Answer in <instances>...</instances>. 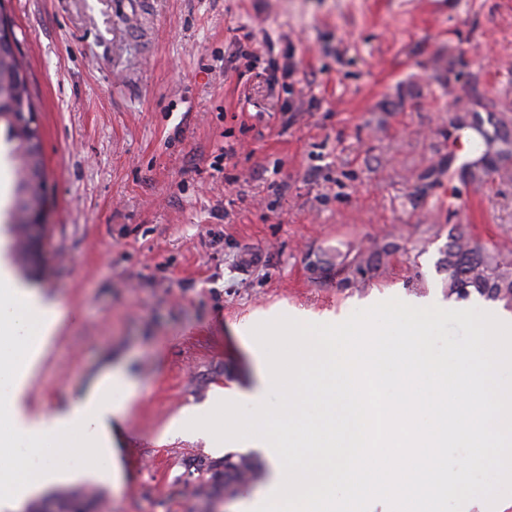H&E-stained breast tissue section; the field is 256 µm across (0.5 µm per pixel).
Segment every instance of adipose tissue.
I'll return each instance as SVG.
<instances>
[{
    "mask_svg": "<svg viewBox=\"0 0 512 512\" xmlns=\"http://www.w3.org/2000/svg\"><path fill=\"white\" fill-rule=\"evenodd\" d=\"M63 311L57 301L25 286L12 270L0 263V512H22L27 502L51 485L72 478L67 468L54 466V459L73 447L75 438L92 431L96 440L115 444L116 431L126 418L136 382L128 375L105 372L93 379L73 401L46 413H28L21 399L38 376L61 323ZM120 387L122 398L109 397L108 386ZM25 441L48 460L45 471L33 473L28 463L11 451L13 441Z\"/></svg>",
    "mask_w": 512,
    "mask_h": 512,
    "instance_id": "adipose-tissue-1",
    "label": "adipose tissue"
}]
</instances>
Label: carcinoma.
<instances>
[{
	"instance_id": "1",
	"label": "carcinoma",
	"mask_w": 512,
	"mask_h": 512,
	"mask_svg": "<svg viewBox=\"0 0 512 512\" xmlns=\"http://www.w3.org/2000/svg\"><path fill=\"white\" fill-rule=\"evenodd\" d=\"M18 39L13 21L0 4V124L5 125L10 150L21 176L13 189L12 208H26L44 199L45 168L41 137L35 107L29 90L26 71L16 52ZM456 129H468L477 143L476 150L463 158L459 165L448 169V180L475 182L496 171L502 162L512 158V130L502 122L484 121L478 112L460 117L453 123ZM392 246L384 245L367 255L353 257L336 254V265L376 271L391 255ZM448 272V296L468 300L485 297L490 288L498 289L497 302L512 308V261L501 258L458 229L448 234V245L442 259ZM193 493L200 502V512H216V504L224 493H233L238 484L256 478L260 462L252 455L227 453L221 460L194 459ZM91 499L80 493L56 502L55 512H89Z\"/></svg>"
}]
</instances>
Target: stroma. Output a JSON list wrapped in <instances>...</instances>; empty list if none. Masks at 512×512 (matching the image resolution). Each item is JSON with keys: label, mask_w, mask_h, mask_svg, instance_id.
I'll use <instances>...</instances> for the list:
<instances>
[{"label": "stroma", "mask_w": 512, "mask_h": 512, "mask_svg": "<svg viewBox=\"0 0 512 512\" xmlns=\"http://www.w3.org/2000/svg\"><path fill=\"white\" fill-rule=\"evenodd\" d=\"M37 108L41 257L0 256L64 310L23 403L48 412L103 368L137 381L123 479L57 484L94 512H199L167 434L257 368L235 324L274 307L351 315L448 296V232L512 256V164L449 194L476 110L512 127V0H5ZM235 155H225L226 147ZM396 244L376 272L336 256Z\"/></svg>", "instance_id": "1"}]
</instances>
